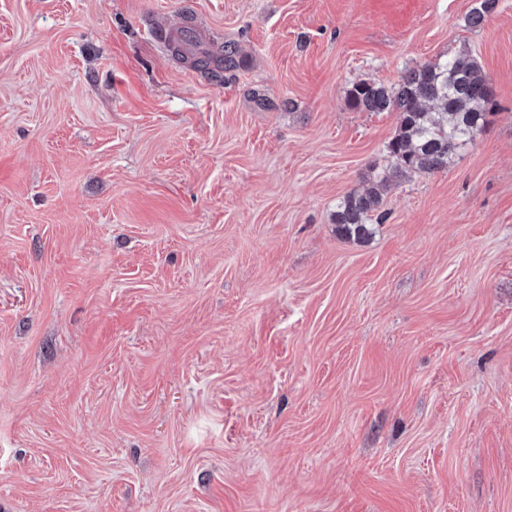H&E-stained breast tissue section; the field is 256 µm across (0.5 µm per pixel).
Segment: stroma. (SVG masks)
Listing matches in <instances>:
<instances>
[{"label":"stroma","instance_id":"stroma-1","mask_svg":"<svg viewBox=\"0 0 512 512\" xmlns=\"http://www.w3.org/2000/svg\"><path fill=\"white\" fill-rule=\"evenodd\" d=\"M478 4L0 0V512H512V0ZM460 47L487 125L340 237L398 124L349 89Z\"/></svg>","mask_w":512,"mask_h":512}]
</instances>
